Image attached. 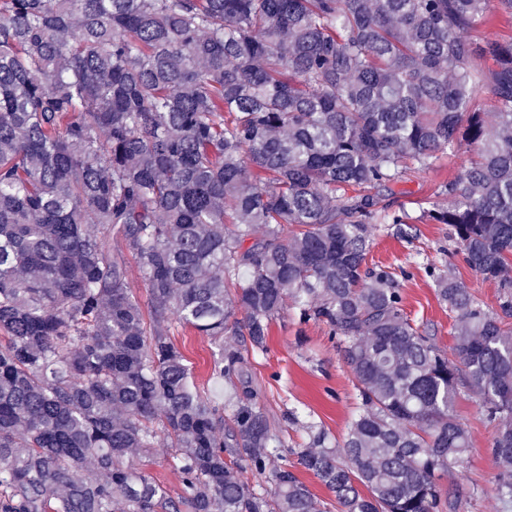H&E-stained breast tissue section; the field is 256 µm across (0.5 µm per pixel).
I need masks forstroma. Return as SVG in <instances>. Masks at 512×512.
<instances>
[{
  "label": "stroma",
  "mask_w": 512,
  "mask_h": 512,
  "mask_svg": "<svg viewBox=\"0 0 512 512\" xmlns=\"http://www.w3.org/2000/svg\"><path fill=\"white\" fill-rule=\"evenodd\" d=\"M469 157V149L463 145L432 167L411 169L401 185L400 203L412 213L428 201L447 205V197L439 195L438 188L455 177ZM454 249L447 225L417 224L408 241L376 231L368 254L369 263L398 269L408 318L435 331L446 349L453 345L457 321L439 302L428 266L452 265L456 279L490 309H497L499 296L498 283L470 269L455 256ZM172 339L193 364L197 384L206 385L211 369L208 338L177 326ZM248 362L257 400L287 444L308 441L302 428H289L288 414L292 411L335 438L344 436L356 407L355 389L351 372L324 325L300 322L294 310H285L273 321L265 350L249 353ZM454 414L469 432L470 448L463 463L448 471L442 483L462 491L459 512H497L491 483L495 470L490 449L493 428L485 420L477 396L458 399Z\"/></svg>",
  "instance_id": "35a3bbf8"
}]
</instances>
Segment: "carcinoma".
<instances>
[{"mask_svg":"<svg viewBox=\"0 0 512 512\" xmlns=\"http://www.w3.org/2000/svg\"><path fill=\"white\" fill-rule=\"evenodd\" d=\"M497 14L512 0H0V512H456L439 480L470 394L512 512V38L469 37ZM462 144L448 207H394L411 167ZM418 223L499 281L494 312L427 269L450 354L366 263L377 225ZM288 306L350 368L340 441L307 425L286 446L250 386ZM176 323L241 395L196 384ZM162 439L175 498L135 464Z\"/></svg>","mask_w":512,"mask_h":512,"instance_id":"obj_1","label":"carcinoma"}]
</instances>
